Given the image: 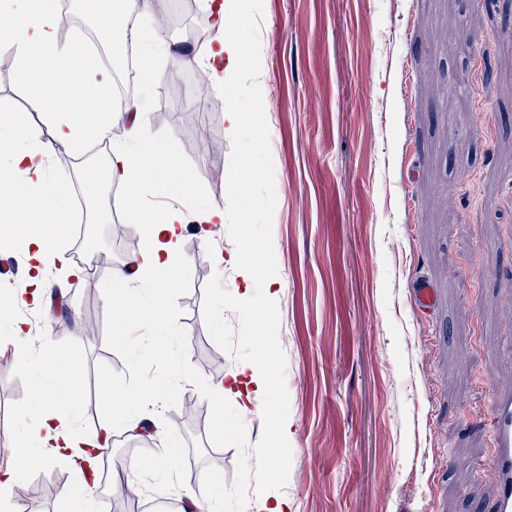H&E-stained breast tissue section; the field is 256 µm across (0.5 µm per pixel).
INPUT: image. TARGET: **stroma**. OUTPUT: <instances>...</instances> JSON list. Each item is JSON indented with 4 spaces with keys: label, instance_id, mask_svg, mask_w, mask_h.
I'll list each match as a JSON object with an SVG mask.
<instances>
[{
    "label": "stroma",
    "instance_id": "35a3bbf8",
    "mask_svg": "<svg viewBox=\"0 0 512 512\" xmlns=\"http://www.w3.org/2000/svg\"><path fill=\"white\" fill-rule=\"evenodd\" d=\"M203 2L165 0L150 17L180 12L166 39L192 54L188 29L212 31ZM260 38L277 199V273L264 289L280 311L292 448L286 487L267 497L289 512H487L497 485L490 395L512 392V0H486L477 13L465 0H264ZM142 65L154 76L135 81L142 127L177 145L202 198L225 202L231 142L215 87L195 112L186 90L196 65L162 52ZM42 74L21 75L0 37V113L16 134L47 125L28 105ZM33 233L74 246L69 224L46 223L36 203L8 230L17 243ZM180 247L192 275L179 323L190 362L215 386L239 363L205 326L204 286L218 272L233 296L250 292L227 225L187 221ZM419 277L436 290L428 315L409 299ZM58 287L63 299L35 306L44 329L27 348L40 355L63 329L77 424L91 435L102 424L96 365L125 364L105 341L99 278L83 270ZM10 334L0 321V467L23 471L14 503L69 512L62 490L74 470L25 439L36 375L17 367ZM209 415L184 384L177 407L141 420L148 439L117 429L112 456L161 451L167 421L187 444L189 476L212 465L233 480L237 452L209 442ZM181 507L176 490H129L98 512Z\"/></svg>",
    "mask_w": 512,
    "mask_h": 512
}]
</instances>
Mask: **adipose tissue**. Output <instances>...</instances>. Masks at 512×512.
<instances>
[{
  "instance_id": "1",
  "label": "adipose tissue",
  "mask_w": 512,
  "mask_h": 512,
  "mask_svg": "<svg viewBox=\"0 0 512 512\" xmlns=\"http://www.w3.org/2000/svg\"><path fill=\"white\" fill-rule=\"evenodd\" d=\"M27 7L12 11L13 24L7 39L15 50L21 72H28L33 59L49 60L72 55L73 50L57 36L56 0H25ZM209 9L218 21L216 36L205 46L200 61L207 78L222 81L225 73L243 67L248 59V42L243 36V22L233 20L224 0H209ZM107 85H100L97 94L87 93L82 85L54 76L44 80L40 90L29 102L32 111L45 113L51 126L50 138H43L40 128L26 130L23 139L0 137V154L8 163L0 166V223H23L32 201H39L46 212H54L63 192L62 183L50 168L53 144L78 149L86 143L88 132L107 138L112 124L138 111L139 102L131 101L118 111L109 112L106 120L98 114ZM130 140L112 152L108 170L112 181L126 193L125 205L133 219L145 230V244L130 260L133 269L152 272V279L143 281L146 297L127 295L122 322L140 317L143 310L165 312L168 294L179 274L177 263L180 229L187 218L201 224H220L224 207L215 202H201L196 190V177L185 171L170 175L177 162L178 150L170 142L150 136L139 127L129 131ZM161 190L175 195L178 207L151 209L143 204L144 196ZM22 248L27 258L28 284L34 301H43L48 293L49 272L65 263L63 251L50 237L38 234L27 238ZM46 357L36 361L20 356L18 365L30 371L47 368L44 380L32 388L31 411L36 416L27 431L45 457L77 461L78 480L63 493L65 500L80 504V512H96V490L100 483L102 461L99 454L104 441L119 420L108 417L100 433L86 435L77 428L73 416H62V409H73L75 378L65 366V359L53 342L45 344Z\"/></svg>"
}]
</instances>
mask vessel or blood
I'll return each mask as SVG.
<instances>
[{
    "mask_svg": "<svg viewBox=\"0 0 512 512\" xmlns=\"http://www.w3.org/2000/svg\"><path fill=\"white\" fill-rule=\"evenodd\" d=\"M491 408L496 448L491 465L498 484L493 512H512V394L494 395Z\"/></svg>",
    "mask_w": 512,
    "mask_h": 512,
    "instance_id": "vessel-or-blood-1",
    "label": "vessel or blood"
}]
</instances>
